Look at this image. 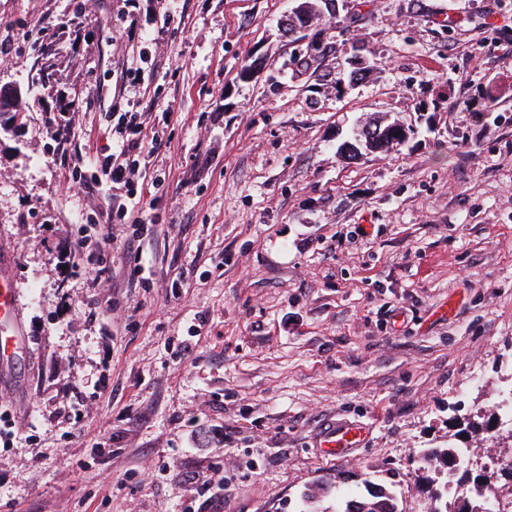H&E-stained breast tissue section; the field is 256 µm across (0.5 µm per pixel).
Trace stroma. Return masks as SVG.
Returning <instances> with one entry per match:
<instances>
[{
    "instance_id": "stroma-1",
    "label": "stroma",
    "mask_w": 512,
    "mask_h": 512,
    "mask_svg": "<svg viewBox=\"0 0 512 512\" xmlns=\"http://www.w3.org/2000/svg\"><path fill=\"white\" fill-rule=\"evenodd\" d=\"M78 6L0 0V84L49 76L0 130L23 338L0 364L14 424L0 512H296L339 476L426 512L432 451L512 460L467 429L512 363V0H347L320 39L338 62L362 42L377 68L342 87L299 73L281 32L292 0H175L173 64L138 91L172 115L146 160L167 189L140 244L153 284L128 286L117 226L108 289L58 259L110 202L66 175L75 152L111 146L123 63L117 0L76 44ZM255 52L264 68L240 78ZM76 110L81 135L58 144L48 118ZM373 117L406 141L340 155ZM338 420L367 431L345 461L317 445ZM223 475L222 503L198 495Z\"/></svg>"
}]
</instances>
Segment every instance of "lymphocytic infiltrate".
<instances>
[{
    "label": "lymphocytic infiltrate",
    "mask_w": 512,
    "mask_h": 512,
    "mask_svg": "<svg viewBox=\"0 0 512 512\" xmlns=\"http://www.w3.org/2000/svg\"><path fill=\"white\" fill-rule=\"evenodd\" d=\"M119 16L125 21L123 37L126 47L137 54L134 65L125 67L123 83L137 87L148 73L158 69L166 54L168 26H157L158 14L169 13L167 0H122ZM112 148L108 152L84 159L75 156L69 171V184L93 192L100 189L109 193V208L93 209L90 220L97 228V237L78 232L68 252L62 253L61 261H80L84 272L93 276L96 286L110 285L109 249L113 225L130 228V241L142 240L149 233L151 224L157 223V209L163 196V181L153 178L142 183L140 159L147 144V127L142 112L135 108L133 100L112 111Z\"/></svg>",
    "instance_id": "f902f5d3"
}]
</instances>
